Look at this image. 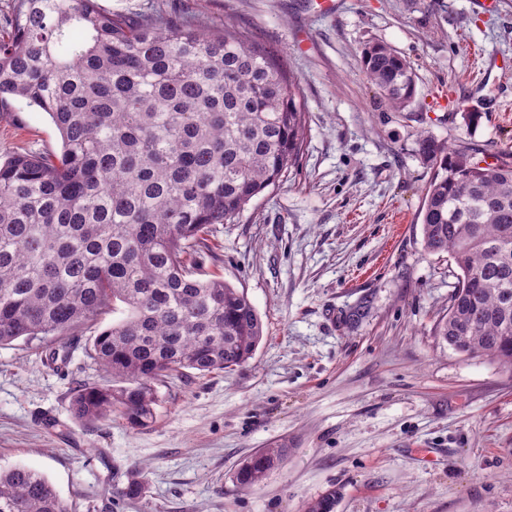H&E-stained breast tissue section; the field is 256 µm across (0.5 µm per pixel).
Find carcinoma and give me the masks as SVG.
Instances as JSON below:
<instances>
[{
  "instance_id": "carcinoma-1",
  "label": "carcinoma",
  "mask_w": 512,
  "mask_h": 512,
  "mask_svg": "<svg viewBox=\"0 0 512 512\" xmlns=\"http://www.w3.org/2000/svg\"><path fill=\"white\" fill-rule=\"evenodd\" d=\"M368 81L397 110L412 103L409 61L369 41ZM20 99L47 113L61 150L0 162V346L48 343L121 317L94 335L90 358L112 383L84 387L71 413L131 428L154 419L157 381L186 369L248 362L263 324L244 292L200 278L209 238L297 164L304 103L274 54L229 23L198 28L154 14L114 15L98 0H18L0 37V112ZM418 153L433 175L419 211L425 250L459 273L434 336L456 352L512 368V163L481 164L428 134ZM283 444L235 473L258 487ZM145 470L119 494L145 497ZM334 489L306 512H335ZM0 512H72L42 474L0 469Z\"/></svg>"
}]
</instances>
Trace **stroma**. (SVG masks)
<instances>
[{"label":"stroma","instance_id":"35a3bbf8","mask_svg":"<svg viewBox=\"0 0 512 512\" xmlns=\"http://www.w3.org/2000/svg\"><path fill=\"white\" fill-rule=\"evenodd\" d=\"M248 31L278 53L306 112L298 164L212 238L201 274L244 290L263 323L254 357L231 370L156 383L153 422L87 423L70 411L105 382L67 337L50 368L37 345L0 346V468L44 474L74 512H304L337 489L336 512H512V369L439 344L456 266L428 253L419 211L431 167L425 133L479 159L512 161V0H99ZM409 61L416 96L393 109L360 50ZM0 119V157L60 149L49 116L19 102ZM467 112L481 122L470 128ZM367 316H347L360 302ZM273 443L282 466L252 490L238 464ZM148 471L145 500L119 497Z\"/></svg>","mask_w":512,"mask_h":512}]
</instances>
